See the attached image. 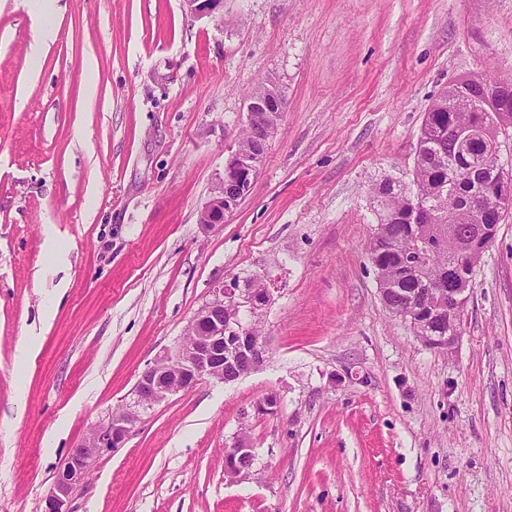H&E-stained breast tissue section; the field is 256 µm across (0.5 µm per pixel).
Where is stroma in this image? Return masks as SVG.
I'll list each match as a JSON object with an SVG mask.
<instances>
[{
  "instance_id": "1",
  "label": "stroma",
  "mask_w": 512,
  "mask_h": 512,
  "mask_svg": "<svg viewBox=\"0 0 512 512\" xmlns=\"http://www.w3.org/2000/svg\"><path fill=\"white\" fill-rule=\"evenodd\" d=\"M48 22L34 49L36 18L0 0V512H40L213 284L264 273L265 365L146 410L70 512H512V212L450 354L385 308L368 258L373 189L411 182L442 89L512 80V0H224L218 20L182 0H56ZM268 81L287 107L257 178L204 230ZM270 394L277 414H256ZM241 432L257 460L232 483Z\"/></svg>"
}]
</instances>
